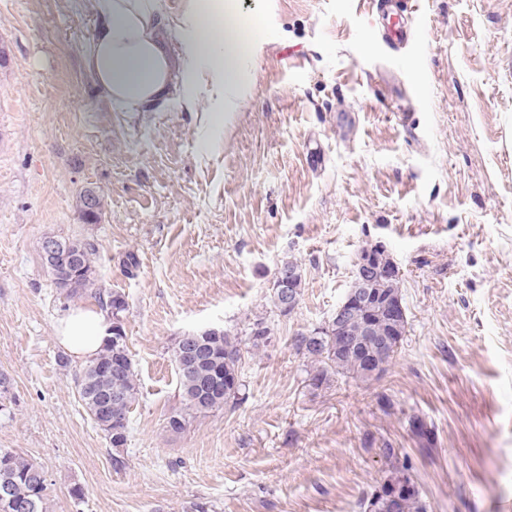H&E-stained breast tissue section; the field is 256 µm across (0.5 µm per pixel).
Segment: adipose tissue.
<instances>
[{
    "instance_id": "obj_1",
    "label": "adipose tissue",
    "mask_w": 512,
    "mask_h": 512,
    "mask_svg": "<svg viewBox=\"0 0 512 512\" xmlns=\"http://www.w3.org/2000/svg\"><path fill=\"white\" fill-rule=\"evenodd\" d=\"M92 5L97 24L85 50L86 65L118 111L164 105L177 80L187 106L204 102L214 116L244 94V63L260 48L263 35L230 0H187L176 54L161 0H92ZM109 334V320L95 307L69 311L56 327L59 345L79 362L95 358Z\"/></svg>"
}]
</instances>
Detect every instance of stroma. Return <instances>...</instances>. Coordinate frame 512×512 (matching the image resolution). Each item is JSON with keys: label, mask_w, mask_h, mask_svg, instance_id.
Returning a JSON list of instances; mask_svg holds the SVG:
<instances>
[{"label": "stroma", "mask_w": 512, "mask_h": 512, "mask_svg": "<svg viewBox=\"0 0 512 512\" xmlns=\"http://www.w3.org/2000/svg\"><path fill=\"white\" fill-rule=\"evenodd\" d=\"M410 2L416 38L395 54L374 0H238L263 43L212 121L180 86L117 111L85 65L89 0H0V448L43 469L49 512H364L390 448L426 512H512V0ZM90 183L98 224L75 207ZM48 236L93 243L99 285L128 303L120 469L78 398L82 362L60 364L55 325L92 299L57 287ZM376 241L400 270L404 340L378 379L313 388L296 338ZM284 259L304 270L286 316ZM211 328L243 340L239 399L170 434L171 345ZM84 195V203L82 199L81 192L79 194V197L76 200V207L79 211L80 217L83 220V223L86 224H98L102 220L103 215V196H101V190L98 186H95L93 184H89L86 186L83 190ZM101 196V199L98 204V199ZM84 204L88 212L95 211L97 208V211L95 212L93 217H88L85 210H84ZM288 267L297 269L301 273V277L297 281H295V283L292 285V288H290L294 292L296 297H294V295H292V293L289 290H286V289L280 290L279 297H280V299H282V307H283L284 311H287L288 308H295L296 305L298 304V299L300 298V295H301V288H302V281H303V274H302V269L300 268V266L296 262H293L290 260H282L280 265L277 266L275 269L272 283H274L276 281L278 274L282 270L288 269Z\"/></svg>", "instance_id": "obj_1"}]
</instances>
